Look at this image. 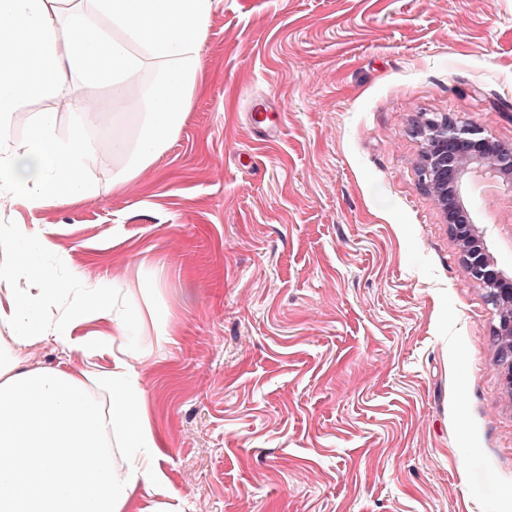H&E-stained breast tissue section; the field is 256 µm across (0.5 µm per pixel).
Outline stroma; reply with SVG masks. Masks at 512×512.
<instances>
[{"instance_id":"obj_1","label":"stroma","mask_w":512,"mask_h":512,"mask_svg":"<svg viewBox=\"0 0 512 512\" xmlns=\"http://www.w3.org/2000/svg\"><path fill=\"white\" fill-rule=\"evenodd\" d=\"M200 79L123 186L0 213L130 323L163 475L131 512H512L499 315L419 174L428 118L512 145V0H217Z\"/></svg>"}]
</instances>
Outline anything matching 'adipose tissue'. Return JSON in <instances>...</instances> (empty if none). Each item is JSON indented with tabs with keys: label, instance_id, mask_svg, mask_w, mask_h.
<instances>
[{
	"label": "adipose tissue",
	"instance_id": "ef3b65f1",
	"mask_svg": "<svg viewBox=\"0 0 512 512\" xmlns=\"http://www.w3.org/2000/svg\"><path fill=\"white\" fill-rule=\"evenodd\" d=\"M215 0H89L62 10L57 0H0V195L37 207L77 200L96 152L86 136L108 100L80 108L68 137L58 115L38 112L23 142L12 136L15 113L35 99L68 97L67 77L115 88L154 66V82L122 100L112 151L131 162L113 177L121 186L163 152L201 90L202 35ZM136 124V141L124 126ZM0 321L15 350L0 357V512H127L137 494L155 488L160 439L145 411L139 367L130 350L111 371L27 367L18 350L44 340L72 350V324L111 321L112 333L87 341L92 352L128 336L107 288H81L47 261L50 244L36 228L1 224ZM25 287H17V280Z\"/></svg>",
	"mask_w": 512,
	"mask_h": 512
}]
</instances>
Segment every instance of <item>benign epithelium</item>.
I'll return each mask as SVG.
<instances>
[{
	"label": "benign epithelium",
	"mask_w": 512,
	"mask_h": 512,
	"mask_svg": "<svg viewBox=\"0 0 512 512\" xmlns=\"http://www.w3.org/2000/svg\"><path fill=\"white\" fill-rule=\"evenodd\" d=\"M424 130L420 178L437 199L470 276L489 289L493 305L512 307V276L495 267L473 213L460 200L462 179L474 170L498 176L512 192V147L475 125L448 118H428Z\"/></svg>",
	"instance_id": "obj_1"
}]
</instances>
